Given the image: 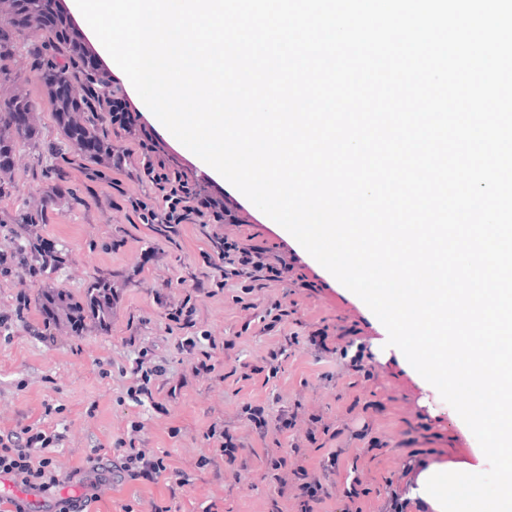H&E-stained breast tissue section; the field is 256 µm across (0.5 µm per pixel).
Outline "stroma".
<instances>
[{
	"label": "stroma",
	"instance_id": "obj_1",
	"mask_svg": "<svg viewBox=\"0 0 512 512\" xmlns=\"http://www.w3.org/2000/svg\"><path fill=\"white\" fill-rule=\"evenodd\" d=\"M34 117L46 142L21 148L13 170L4 176L12 189L0 198V209L31 214L34 223L28 234L55 239L63 260L27 289V297L35 305L45 290L53 289L79 298L103 277L111 280L118 294L108 329L91 326L77 334L61 322L53 326L56 341L49 344L33 333L31 326L38 321L33 313L27 323L15 326L11 343L0 344V429L32 422L48 404L64 408L49 418L68 437L65 447L52 453L62 478L54 497L84 496L86 487L70 481V473L83 466L92 443L123 437L132 420L145 423L143 447L169 454L172 462L187 468L210 454L204 434L218 418L233 422L254 449H261L242 413L248 403L264 406L273 417L297 399L331 426L333 433L322 437L321 447L307 451V464L314 471L330 452L338 454L335 485L322 512H339L343 491L354 478L359 479L362 493L352 505L353 512H386L390 491L404 496L410 492L403 475L409 458L448 465L464 461L477 447L474 434L462 431L454 409L423 388L407 360L372 358L366 360L364 370L347 371L339 358H319L306 348L303 336L322 327L332 336L354 329L357 341L371 344L379 321L357 295L255 205L247 207L252 215L249 224L225 225V234L251 235L257 244L281 245L298 257L291 283H274L250 296L256 306L276 299L290 312L279 330L268 334L254 311L237 302L238 285L228 284L215 296L192 294L193 281L220 274L202 257L210 249L206 230L196 224L166 229L142 223L128 202L141 192L137 182L119 173L95 176L92 164L76 156L55 126L49 101L41 100ZM151 250L159 251V261L136 271L139 258ZM300 278L305 287H297ZM164 299L189 300L195 309L196 332L219 341L234 337L235 353L253 363L278 348L290 333H298L300 341L288 349L275 379L261 374L239 379L228 360L211 379L183 389L170 414L122 405L119 398L126 380L119 371L131 367L141 347H150L173 376L190 370L192 355L178 350L175 335L166 328L160 305ZM103 368L110 370V377H100ZM90 407L95 410L91 416L86 413ZM174 427L180 430L175 437L170 434ZM264 473L262 462L255 458L240 475L228 471L217 478L199 472L190 485L175 491L164 478L106 486L88 510L123 512L129 504L135 512H152L156 506L169 512H298L296 500L279 496L276 484Z\"/></svg>",
	"mask_w": 512,
	"mask_h": 512
}]
</instances>
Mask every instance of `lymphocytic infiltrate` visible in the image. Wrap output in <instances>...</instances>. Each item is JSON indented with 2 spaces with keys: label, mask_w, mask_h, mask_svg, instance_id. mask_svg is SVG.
Listing matches in <instances>:
<instances>
[{
  "label": "lymphocytic infiltrate",
  "mask_w": 512,
  "mask_h": 512,
  "mask_svg": "<svg viewBox=\"0 0 512 512\" xmlns=\"http://www.w3.org/2000/svg\"><path fill=\"white\" fill-rule=\"evenodd\" d=\"M52 18L57 35L66 50L61 64H50L42 75L43 87L61 95L62 88L55 79L58 68L77 67L87 71L95 85L105 89L100 102V120L112 128L121 145L88 140L87 147L104 156L116 173H124L145 183L143 197L132 199L131 206L139 211L146 224H160L171 228L178 224H198L210 228V242L222 260L219 280L213 288L223 290L228 283L239 284L245 293H252L256 285L264 282L284 283L293 268L291 261L244 239L221 234L226 224L240 223L241 204L224 189L212 183L201 182L190 167H177L175 158L162 141L144 137L142 114L133 99L124 92L112 91V71L99 54L90 52L79 39L80 32L74 22L66 18L64 0H53ZM35 247L42 255L33 261L23 245L9 241L0 243V287L27 288L43 275V261L51 257L56 244L48 238H38ZM163 316L168 329L180 330L179 350L193 354L192 378L210 377L220 363L218 350L233 349V341L205 342L196 336L193 327L194 309L186 303L167 302ZM165 363L155 360L150 348H141L131 370L132 381L126 389V398L134 405L152 403L155 410L166 412L167 401L178 398L186 380L168 384ZM245 412L252 431L259 439L269 434L286 437L285 448H267L263 451L266 475L277 484L279 494L295 489L300 512H319L329 497L326 484L306 464L305 446L317 443L319 434L329 427L320 416L305 414L301 402L282 409L276 420H268L264 407L249 406ZM143 422H131L126 437L116 440L114 446L94 443L85 456V465L79 471L81 478H94L97 484L128 481H154L169 476L179 487L191 482L190 474L170 460L141 446ZM212 443L210 455L197 460L200 469L234 472L247 470L248 461L241 452L244 442L235 429L223 423H212L205 433ZM64 433L47 425L44 419L10 431H0V476L8 477L17 486L41 494L50 492L59 482V474L52 457L53 449L63 447Z\"/></svg>",
  "instance_id": "lymphocytic-infiltrate-1"
}]
</instances>
